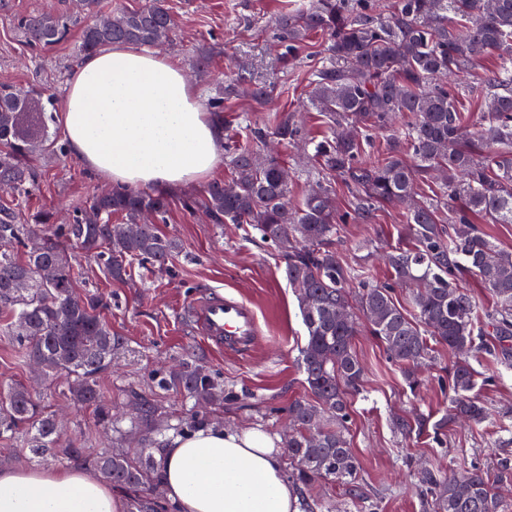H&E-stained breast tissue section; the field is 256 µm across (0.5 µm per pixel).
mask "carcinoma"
I'll list each match as a JSON object with an SVG mask.
<instances>
[{
    "mask_svg": "<svg viewBox=\"0 0 512 512\" xmlns=\"http://www.w3.org/2000/svg\"><path fill=\"white\" fill-rule=\"evenodd\" d=\"M93 16L82 22L68 13H33L20 20L30 45L50 48L80 28L79 56L115 43L160 47L175 36L177 20L165 0H149L138 9L104 15L99 0H83ZM321 34L319 57L309 65L308 104L325 118L331 135L315 143L317 191L295 205L284 163L248 148L225 146L234 191L213 181L202 196L186 195L181 206L205 208L213 224H249L268 245L283 251L284 273L297 295L307 342L301 349L304 382L316 403L296 400L288 414L296 433L286 443L289 478L309 484L316 478L354 486L359 462L343 433L351 397L359 391L364 368L353 343L366 330L403 367L410 390L421 382L420 368L431 357L427 338L459 356L450 372L451 416L476 425L491 419L480 397L479 373L471 361L495 351L479 340L484 326L492 335L512 337V252L498 247L476 224H512V0H396L387 12L379 0H308L281 15L276 24L279 60L300 63L299 48ZM485 58L492 69L478 71ZM469 85L475 110L463 112L457 74ZM244 79L228 83L208 99V111L222 124L224 100L245 93L261 105L269 85ZM56 98L47 89L0 84V186L25 198L40 176L34 164L44 143L65 146L50 134ZM400 124L386 145H374V133ZM276 137L301 138L292 115L276 119ZM350 194L349 209L336 206V182ZM166 192L114 188L89 209L76 211L69 224H54L42 210L20 224L10 207L0 208V312L10 317L3 335L25 359L40 364L53 381L70 385L74 400L94 407L99 427L112 429V404L98 375L123 349V341L101 316L107 306L97 294L75 289L74 263L93 259L105 275L122 280L133 264L170 270L181 244L144 223L148 213L165 218ZM385 208L405 210L411 248L386 254L391 281L370 284L336 249L337 225L367 224ZM448 210V225L440 211ZM118 215L122 223H112ZM130 224L138 225L131 234ZM31 238L43 241L38 253H21ZM477 278L495 297V306L478 311L462 289V275ZM358 288L352 302L351 288ZM427 289L420 294L419 288ZM412 288L410 315L394 299L395 289ZM186 362L180 371L157 380L164 390L184 398L222 404L231 398L224 380ZM30 433L36 458H59L92 467L122 494L128 512H179L162 488L161 448L135 452L102 448L87 456L65 448L54 415L21 383L0 384V437ZM434 512H505L499 488L512 483V462L500 460L494 471L473 469L458 476L427 473Z\"/></svg>",
    "mask_w": 512,
    "mask_h": 512,
    "instance_id": "cac0c4a2",
    "label": "carcinoma"
}]
</instances>
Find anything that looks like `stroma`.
Instances as JSON below:
<instances>
[{"instance_id":"1","label":"stroma","mask_w":512,"mask_h":512,"mask_svg":"<svg viewBox=\"0 0 512 512\" xmlns=\"http://www.w3.org/2000/svg\"><path fill=\"white\" fill-rule=\"evenodd\" d=\"M304 0H166L175 16L178 35L169 50L171 57L196 83L202 97H210L223 86L234 65L246 68L247 76L270 86L264 107L250 99L225 100L224 109L233 120L228 133L236 144L255 148V131L271 134L278 113H293L303 138L282 146L279 156L291 172L290 199L300 202L312 185L313 148L308 138H322L328 127L319 112L303 110L308 89V69L297 65L281 70L272 46L275 23ZM79 0H5L0 5V83L20 87L49 86L64 97L74 71L72 60L78 35L65 43L36 52L25 43L19 21L34 12L80 13ZM210 58L206 73L196 74L199 56ZM41 177L32 194L16 201L0 188V206L13 207L19 218L39 210L56 217L87 208L108 185L71 152L40 156L35 160ZM159 229L178 238L182 251L168 273L134 269L126 280L105 278L91 260L76 272L78 292L104 296L109 306L103 315L123 350L99 376L107 399L117 414L115 423L123 449L138 447L131 423L139 403L155 407L170 439L191 404L175 391L152 383V372L190 360L219 374L226 388L236 394L233 401L217 409L215 425L227 428L256 427L279 440L293 430L289 405L308 398L300 368V350L307 340L295 293L284 273V261L265 244L250 225L223 226L206 220L202 211L182 208L180 192ZM404 216L396 211L376 212L371 223L341 224L336 247L370 282L390 281L391 272L382 263V252L410 246L402 237ZM215 289L241 297L255 308L262 335L249 356L217 352L203 337L193 334L186 317L189 299ZM354 350L365 367V376L351 404L346 433L360 463V497H353L342 484L317 479L300 486L304 512H433L426 507L423 471L442 470L453 475L473 467L490 468L498 459H512V367L487 358L477 366L488 382L481 397L493 418L479 426L449 420L443 434L434 426L449 412V394L444 382L455 361L446 348L435 347L422 370L423 385L410 390L401 369L390 361L379 342L360 332ZM49 410L63 414L61 440L73 448L94 452L110 444L95 426L89 409H77L65 384L33 386ZM426 418L425 427L403 435L391 424L393 416Z\"/></svg>"}]
</instances>
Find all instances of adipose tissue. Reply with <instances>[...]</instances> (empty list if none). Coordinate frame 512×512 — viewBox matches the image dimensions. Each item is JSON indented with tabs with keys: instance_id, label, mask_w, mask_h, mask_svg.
Here are the masks:
<instances>
[{
	"instance_id": "obj_1",
	"label": "adipose tissue",
	"mask_w": 512,
	"mask_h": 512,
	"mask_svg": "<svg viewBox=\"0 0 512 512\" xmlns=\"http://www.w3.org/2000/svg\"><path fill=\"white\" fill-rule=\"evenodd\" d=\"M70 151L105 182L174 191L223 163L222 128L169 57L124 44L87 56L67 90ZM164 491L181 512H302L277 441L209 425L169 439ZM93 472L0 469V512H124Z\"/></svg>"
}]
</instances>
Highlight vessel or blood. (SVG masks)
Returning <instances> with one entry per match:
<instances>
[{
    "label": "vessel or blood",
    "mask_w": 512,
    "mask_h": 512,
    "mask_svg": "<svg viewBox=\"0 0 512 512\" xmlns=\"http://www.w3.org/2000/svg\"><path fill=\"white\" fill-rule=\"evenodd\" d=\"M187 311L197 334L217 348L240 355L253 350L258 317L247 301L213 290L191 298Z\"/></svg>",
    "instance_id": "1"
}]
</instances>
